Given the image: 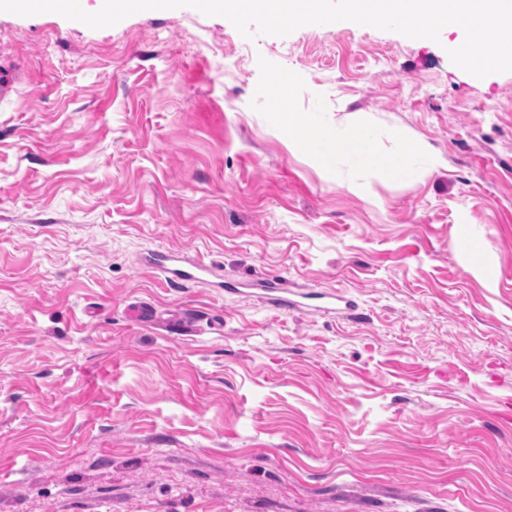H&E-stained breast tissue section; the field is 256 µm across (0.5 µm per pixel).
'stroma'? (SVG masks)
Masks as SVG:
<instances>
[{
	"label": "stroma",
	"instance_id": "stroma-1",
	"mask_svg": "<svg viewBox=\"0 0 512 512\" xmlns=\"http://www.w3.org/2000/svg\"><path fill=\"white\" fill-rule=\"evenodd\" d=\"M457 38L0 12V512H512V72ZM306 112L379 165H324ZM268 276L353 309L275 310ZM147 262L150 269L159 271L174 285L187 287L213 274L212 268L201 261H189L180 252L168 251Z\"/></svg>",
	"mask_w": 512,
	"mask_h": 512
}]
</instances>
